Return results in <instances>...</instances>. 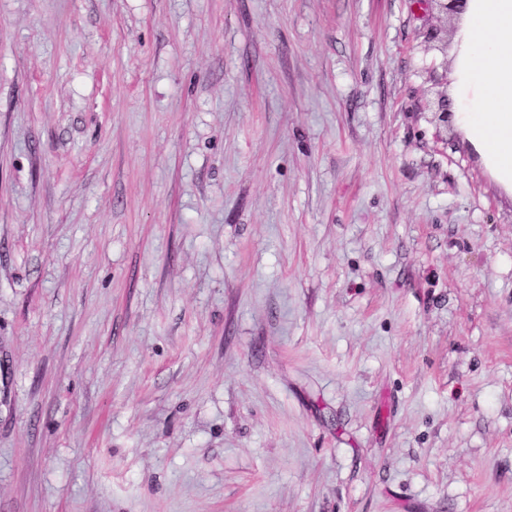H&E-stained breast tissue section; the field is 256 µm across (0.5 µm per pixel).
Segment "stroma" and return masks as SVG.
Here are the masks:
<instances>
[{
    "label": "stroma",
    "instance_id": "35a3bbf8",
    "mask_svg": "<svg viewBox=\"0 0 512 512\" xmlns=\"http://www.w3.org/2000/svg\"><path fill=\"white\" fill-rule=\"evenodd\" d=\"M433 0H0V512H512V197Z\"/></svg>",
    "mask_w": 512,
    "mask_h": 512
}]
</instances>
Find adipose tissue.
I'll return each mask as SVG.
<instances>
[{
    "label": "adipose tissue",
    "instance_id": "ef3b65f1",
    "mask_svg": "<svg viewBox=\"0 0 512 512\" xmlns=\"http://www.w3.org/2000/svg\"><path fill=\"white\" fill-rule=\"evenodd\" d=\"M451 56V122L512 197V0H464Z\"/></svg>",
    "mask_w": 512,
    "mask_h": 512
}]
</instances>
